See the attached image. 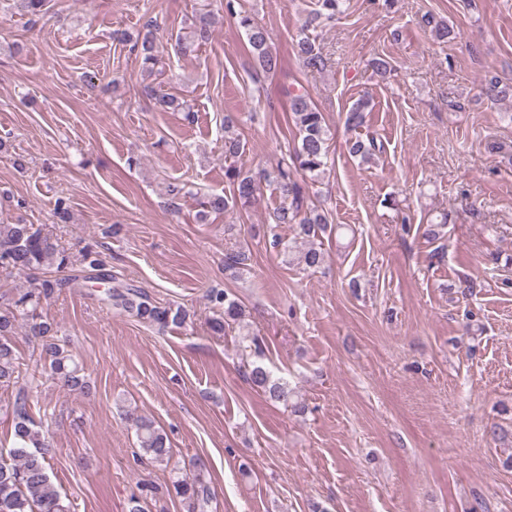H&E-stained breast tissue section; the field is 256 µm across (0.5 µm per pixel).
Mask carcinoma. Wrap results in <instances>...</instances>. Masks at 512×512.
Returning a JSON list of instances; mask_svg holds the SVG:
<instances>
[{
    "instance_id": "1",
    "label": "carcinoma",
    "mask_w": 512,
    "mask_h": 512,
    "mask_svg": "<svg viewBox=\"0 0 512 512\" xmlns=\"http://www.w3.org/2000/svg\"><path fill=\"white\" fill-rule=\"evenodd\" d=\"M45 0H0V12L7 15L16 13L36 16L40 14ZM317 9L305 21V27L332 20L344 13L346 0H316ZM224 10L243 30L249 45L255 68L265 74L275 72L280 67V56L273 49L267 30L244 7H235L234 0H225ZM426 26L434 38L445 42L455 35L454 30L442 20L429 15ZM215 17L203 13L193 24L190 35L178 40L180 53L187 55L207 42L214 31ZM292 51L304 67L322 71L327 59L315 39L302 33L292 41ZM142 69L151 72L158 64V56L152 42L142 41ZM481 95L493 104L512 102V82L496 76L485 80ZM157 107L164 112H184L186 119L193 117L192 109L177 96L168 93H155ZM289 111L298 132L297 142L289 152L277 161L275 167L258 175L237 165L235 159L245 151V144L235 133L231 120L224 123V159L231 163L224 166V178L232 187V194H210L201 203L205 213L221 214L229 210L252 205L267 185L275 191L280 204L269 212L272 224L296 225V236L308 240V246L293 256V246L278 240L274 247L281 249L288 261H297L308 269H317L325 261V252L313 242V238L327 230L332 224L328 211L314 204L309 194L306 180L316 181L325 172L329 162L330 131L324 114L319 111L306 92H288ZM370 99L361 97L345 115V126L349 130L361 128L366 123L370 111ZM381 149L373 136L366 140L356 139L349 145L348 153L363 163L374 159ZM250 257L246 249L224 254V271L233 279H240L249 270ZM71 263L70 256L59 248L52 238L33 224H0V268L34 274L31 286L19 290L0 304V386H8L16 373L17 354L13 343L18 317L29 320V335L42 341L45 360L48 361L50 376L61 386L70 390L90 393L91 386L81 374L82 368L75 355L64 346L48 341L53 332L52 324L43 319L42 302L48 299L58 286V282L42 279L38 273L54 268L62 271ZM104 284V300L112 308L139 321L148 322L164 331L172 325L186 323L189 314L178 307L161 306L144 289L122 284L105 273L98 275ZM209 302L219 311L211 328L222 332L228 324H242L245 309L240 300L226 291L212 290L208 293ZM244 375L255 387L269 394V397L282 403L295 414L305 412V405L293 398L288 383L272 377L270 371L260 361L245 365ZM135 427L141 457L149 463L167 464L172 458V448L168 436L147 417L131 418ZM48 437L28 411V396L25 390L17 391L12 403V444L7 450L0 449V512H69V505L50 480L49 461L53 458ZM193 475H175L165 487V494L178 498L186 512H203L210 500V487L206 480L207 462L197 457L192 461ZM159 488L143 483L140 495L130 498V512H146L147 497L156 496Z\"/></svg>"
}]
</instances>
